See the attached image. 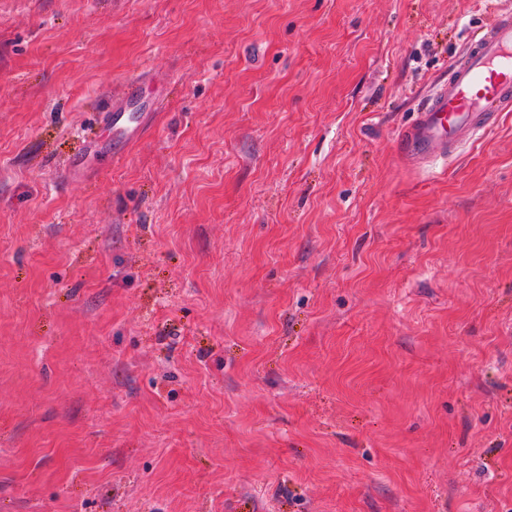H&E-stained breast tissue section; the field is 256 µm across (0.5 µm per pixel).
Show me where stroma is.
I'll return each instance as SVG.
<instances>
[{"instance_id":"35a3bbf8","label":"stroma","mask_w":512,"mask_h":512,"mask_svg":"<svg viewBox=\"0 0 512 512\" xmlns=\"http://www.w3.org/2000/svg\"><path fill=\"white\" fill-rule=\"evenodd\" d=\"M495 15L0 0V512H512V112L398 143Z\"/></svg>"}]
</instances>
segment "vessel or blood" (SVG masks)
<instances>
[{"label":"vessel or blood","mask_w":512,"mask_h":512,"mask_svg":"<svg viewBox=\"0 0 512 512\" xmlns=\"http://www.w3.org/2000/svg\"><path fill=\"white\" fill-rule=\"evenodd\" d=\"M512 111V8L496 13L495 24L467 41L448 70V80L402 133L413 160L454 151L486 127L498 112Z\"/></svg>","instance_id":"1"}]
</instances>
